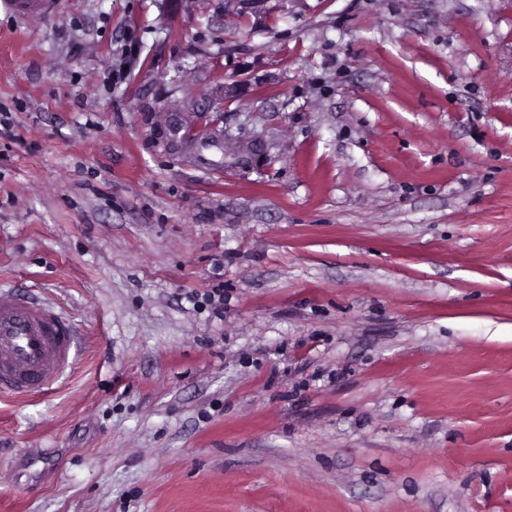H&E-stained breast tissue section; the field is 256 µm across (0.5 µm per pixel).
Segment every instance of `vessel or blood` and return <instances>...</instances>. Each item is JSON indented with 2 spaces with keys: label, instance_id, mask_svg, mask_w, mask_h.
<instances>
[{
  "label": "vessel or blood",
  "instance_id": "vessel-or-blood-1",
  "mask_svg": "<svg viewBox=\"0 0 512 512\" xmlns=\"http://www.w3.org/2000/svg\"><path fill=\"white\" fill-rule=\"evenodd\" d=\"M51 0H0V9L26 20ZM77 330L42 301L0 291V393L47 392L74 361Z\"/></svg>",
  "mask_w": 512,
  "mask_h": 512
}]
</instances>
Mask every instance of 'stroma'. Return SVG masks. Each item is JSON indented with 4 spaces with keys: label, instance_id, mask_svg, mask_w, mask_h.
Here are the masks:
<instances>
[{
    "label": "stroma",
    "instance_id": "35a3bbf8",
    "mask_svg": "<svg viewBox=\"0 0 512 512\" xmlns=\"http://www.w3.org/2000/svg\"><path fill=\"white\" fill-rule=\"evenodd\" d=\"M12 286L0 512H512V0L0 10ZM77 330L34 298L0 291V393L47 392L74 361Z\"/></svg>",
    "mask_w": 512,
    "mask_h": 512
}]
</instances>
